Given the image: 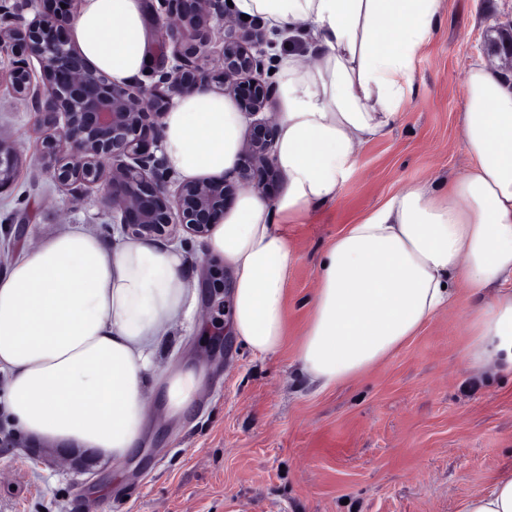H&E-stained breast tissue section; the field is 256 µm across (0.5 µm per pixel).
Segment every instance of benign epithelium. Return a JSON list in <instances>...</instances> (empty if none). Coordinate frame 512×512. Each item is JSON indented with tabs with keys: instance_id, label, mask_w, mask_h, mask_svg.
<instances>
[{
	"instance_id": "1",
	"label": "benign epithelium",
	"mask_w": 512,
	"mask_h": 512,
	"mask_svg": "<svg viewBox=\"0 0 512 512\" xmlns=\"http://www.w3.org/2000/svg\"><path fill=\"white\" fill-rule=\"evenodd\" d=\"M0 5V57L11 59L16 95L52 130L38 144L54 180L73 195L90 191L123 233L204 236L242 185L268 201L281 173L272 151L277 125L273 82L257 77L269 42L255 23L228 17L224 0H146L160 42L152 83L119 84L89 65L69 37L74 0H8ZM220 43L218 70L204 64ZM512 72V42L492 50ZM219 90L253 118L236 178L172 180L160 155L163 118L181 98ZM22 154L0 136V194L16 182Z\"/></svg>"
}]
</instances>
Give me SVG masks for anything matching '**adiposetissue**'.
I'll return each mask as SVG.
<instances>
[{
    "instance_id": "adipose-tissue-1",
    "label": "adipose tissue",
    "mask_w": 512,
    "mask_h": 512,
    "mask_svg": "<svg viewBox=\"0 0 512 512\" xmlns=\"http://www.w3.org/2000/svg\"><path fill=\"white\" fill-rule=\"evenodd\" d=\"M443 0H232L233 17L300 31L308 59L276 54L274 161L286 178L275 201L242 189L211 226L204 261L228 275L227 329L253 354L281 350L288 227L336 201L363 146L392 128L414 85L412 61L432 40ZM79 52L119 83L142 80L157 33L144 0H82ZM461 142L471 164L448 184H410L322 251L295 364L326 389L375 368L461 291L464 368L486 379L512 371V88L473 63L462 80ZM166 168L186 179L222 176L237 162L245 119L215 92L180 99L163 119ZM200 272L181 249L148 239L115 244L81 226L44 236L0 273V413L33 445L123 464L155 418L198 401L199 363L162 367L165 336L196 321ZM457 512H512V470Z\"/></svg>"
}]
</instances>
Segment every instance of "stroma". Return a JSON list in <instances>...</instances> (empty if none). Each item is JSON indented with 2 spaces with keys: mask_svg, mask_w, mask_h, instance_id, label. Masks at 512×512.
<instances>
[{
  "mask_svg": "<svg viewBox=\"0 0 512 512\" xmlns=\"http://www.w3.org/2000/svg\"><path fill=\"white\" fill-rule=\"evenodd\" d=\"M511 27L512 0H444L398 123L361 149L336 202L291 228L298 259L280 352L258 357L226 333L207 345L195 330L178 331L161 361L203 362L201 399L181 420L157 425L141 456L120 466L101 461L81 471L36 459L0 417V512H456L458 500L512 468V375L477 383L462 364L471 296L351 382L315 392L294 366L321 251L403 185L468 166L462 77L490 61ZM7 66L0 59V134L26 162L0 195V271L68 222L121 235L96 196L72 198L43 168L36 116L2 78ZM103 486L106 501L97 495Z\"/></svg>",
  "mask_w": 512,
  "mask_h": 512,
  "instance_id": "obj_1",
  "label": "stroma"
}]
</instances>
